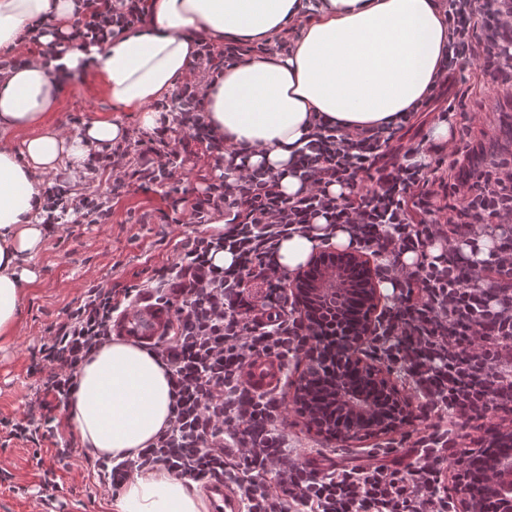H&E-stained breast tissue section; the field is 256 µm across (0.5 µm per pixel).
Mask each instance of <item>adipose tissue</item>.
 <instances>
[{
	"label": "adipose tissue",
	"mask_w": 512,
	"mask_h": 512,
	"mask_svg": "<svg viewBox=\"0 0 512 512\" xmlns=\"http://www.w3.org/2000/svg\"><path fill=\"white\" fill-rule=\"evenodd\" d=\"M142 26L100 45L69 49L50 59L15 62L0 77V337L13 331L20 294L33 282L30 261L50 236L40 213V183L90 152L122 141L127 132L109 119L82 135L58 134L47 119L66 82L78 72L101 78L113 106L137 112L151 129L147 104L170 94L187 75L195 42L272 40L289 23L302 29L290 55L244 57L208 88L207 120L225 143L241 147L240 162L279 178L288 195L301 188L296 151L323 119L347 132L396 121L437 85L448 48V22L439 0H148ZM77 0H0V48L16 44L35 20L48 23L46 41L69 34ZM36 128L15 151L2 133ZM345 248L344 226L317 222L313 233L279 242L282 269L303 265L320 236ZM170 386L154 356L137 344L113 341L81 368L70 421L96 457L124 459L154 441L171 414ZM114 512H208L195 485L162 471L135 474Z\"/></svg>",
	"instance_id": "adipose-tissue-1"
}]
</instances>
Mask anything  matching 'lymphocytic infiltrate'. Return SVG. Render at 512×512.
Instances as JSON below:
<instances>
[{
	"label": "lymphocytic infiltrate",
	"mask_w": 512,
	"mask_h": 512,
	"mask_svg": "<svg viewBox=\"0 0 512 512\" xmlns=\"http://www.w3.org/2000/svg\"><path fill=\"white\" fill-rule=\"evenodd\" d=\"M147 0H82L75 11L74 37L98 42L140 25ZM448 53L438 71L436 93L422 110L447 120L464 111L467 93L455 88V74L471 64L512 90V0H447ZM189 76L170 101L154 103L162 122L145 139L123 141L91 153L89 172L105 178L110 195L81 188L67 198V179L55 175L43 191L47 214L77 211L92 224L112 218V198L131 187L172 185L186 160L173 132L199 144L206 170L200 197L184 209L200 232L176 242L170 263L139 285L116 289L89 284L79 303L42 337L39 352L49 372L37 386L22 418L0 423L6 441L42 447L53 460L72 453L59 432L57 410L68 409L83 363L111 343L115 319L142 303L172 312L161 340L150 345L171 386L167 426L137 456L119 463L99 458V477L119 491L144 470L164 471L194 482L224 483L244 512H455L448 496V433L426 425L409 461L369 455L366 461L315 469L288 452L283 400L252 387L245 370L258 359L287 365L304 353L312 336L281 285L273 259L279 241L309 233L317 219L344 224L350 243L374 251L380 281L397 290L396 302L381 314L369 347L402 366L437 417L464 422L485 418L503 395L512 396V238L502 237L488 259L464 261L460 245L478 250L492 225L512 223V156L476 162L468 138L455 139L447 156L427 141L406 146L397 128L355 134L316 122L312 139L296 163L302 188L280 191L267 169L224 176L236 149L212 134L206 119L207 88L241 56L288 54L290 36L274 43L242 46L196 41ZM448 168V180L430 178L428 167ZM371 184H357L359 173ZM340 185V194L330 191ZM447 193L446 207L435 199ZM223 215L224 231L205 224ZM441 244L440 256L427 252ZM230 252L229 267L214 265ZM417 256L414 268L401 261Z\"/></svg>",
	"instance_id": "f902f5d3"
}]
</instances>
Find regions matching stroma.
Returning a JSON list of instances; mask_svg holds the SVG:
<instances>
[{
	"label": "stroma",
	"instance_id": "obj_1",
	"mask_svg": "<svg viewBox=\"0 0 512 512\" xmlns=\"http://www.w3.org/2000/svg\"><path fill=\"white\" fill-rule=\"evenodd\" d=\"M456 80L459 87L471 88L472 93L466 114L450 117L452 129L468 126L481 153L512 148V93L492 85L472 66L457 73ZM104 117L121 123L129 138L148 135L139 113L115 109L101 82L91 74L77 75L66 84L51 121L73 138L86 124ZM170 208L163 188L135 187L113 199L111 223L85 224L72 212L63 217L57 232L31 261L38 276L22 289L15 335L0 339V420L22 416L42 378L37 368L40 340L76 305L88 284L114 288L138 284L173 259L175 242L191 235L193 225L174 223L165 231L160 225L133 220L144 211ZM301 372V367L291 368L280 389L288 444L299 461L315 460L325 467L364 458L381 448L394 449L399 457L410 453L418 430L424 427L422 402L402 368H394L392 381L410 402L411 421L388 434L347 443L319 434L299 413L293 394ZM447 428L456 437L458 450L476 451L488 447L490 429L512 432V412H492L479 429L452 419ZM0 469L11 473L13 483L9 489L0 487V512H50L51 503L39 497L41 477L31 447L16 441L0 446ZM54 469L60 483L56 496L65 502V512H112V494L101 485L95 458L81 440H74L70 458L55 464Z\"/></svg>",
	"mask_w": 512,
	"mask_h": 512
}]
</instances>
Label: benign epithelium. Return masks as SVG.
Returning a JSON list of instances; mask_svg holds the SVG:
<instances>
[{"label": "benign epithelium", "mask_w": 512, "mask_h": 512, "mask_svg": "<svg viewBox=\"0 0 512 512\" xmlns=\"http://www.w3.org/2000/svg\"><path fill=\"white\" fill-rule=\"evenodd\" d=\"M292 293L298 308L311 312L332 306L338 313L345 345L340 350L332 396L341 413L332 438L342 442L377 436L410 421V404L391 383L392 369L366 363L360 353L378 329L377 312L383 300L367 254L328 245L313 253L292 273ZM496 479L488 493L512 496V457H492Z\"/></svg>", "instance_id": "benign-epithelium-1"}]
</instances>
